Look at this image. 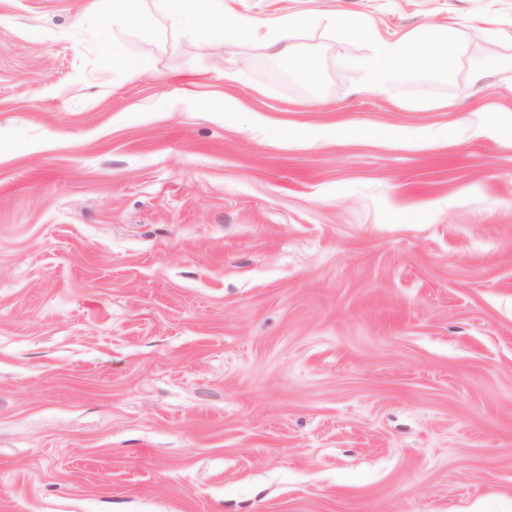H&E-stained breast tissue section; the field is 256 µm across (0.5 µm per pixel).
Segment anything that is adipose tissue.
Segmentation results:
<instances>
[{
  "instance_id": "ef3b65f1",
  "label": "adipose tissue",
  "mask_w": 512,
  "mask_h": 512,
  "mask_svg": "<svg viewBox=\"0 0 512 512\" xmlns=\"http://www.w3.org/2000/svg\"><path fill=\"white\" fill-rule=\"evenodd\" d=\"M156 7L165 16L186 22L202 39L221 38L246 49L259 28L258 22L246 15L225 16L217 0H156ZM445 37L436 28L410 33L402 40L385 46L381 56L372 57L367 68L371 76H379L381 58L399 60L416 67H444L448 64Z\"/></svg>"
}]
</instances>
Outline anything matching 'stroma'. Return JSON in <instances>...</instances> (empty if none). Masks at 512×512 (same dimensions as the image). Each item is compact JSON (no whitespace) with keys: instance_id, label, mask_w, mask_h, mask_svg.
I'll use <instances>...</instances> for the list:
<instances>
[{"instance_id":"35a3bbf8","label":"stroma","mask_w":512,"mask_h":512,"mask_svg":"<svg viewBox=\"0 0 512 512\" xmlns=\"http://www.w3.org/2000/svg\"><path fill=\"white\" fill-rule=\"evenodd\" d=\"M224 12L0 0V512H512V0ZM160 13L194 26L202 39L221 38L247 49L252 44L258 22L246 15L227 17L221 0H155ZM306 21V18L300 19L288 14L280 16L267 31L265 36L266 47L274 50L276 55L291 54L294 50L291 43L294 32L298 26ZM444 40V34L437 28H425L420 33H409L398 42L386 44L382 52L367 62L368 71L372 77H379L382 58L403 61L416 67L447 68L448 52L443 47ZM418 42L426 47L422 53L413 51V46Z\"/></svg>"}]
</instances>
